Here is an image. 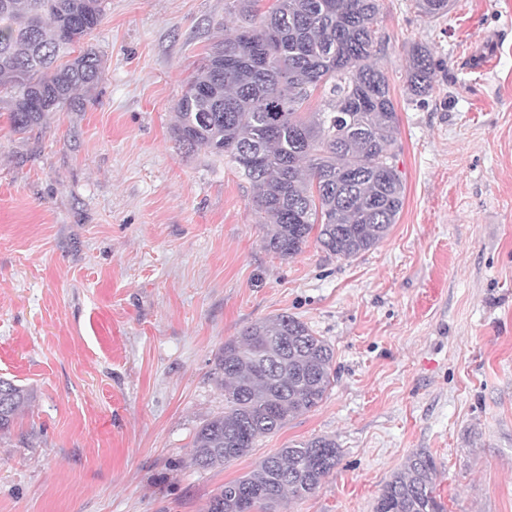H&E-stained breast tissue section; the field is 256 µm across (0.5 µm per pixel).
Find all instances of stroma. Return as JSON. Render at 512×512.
I'll list each match as a JSON object with an SVG mask.
<instances>
[{"instance_id":"1","label":"stroma","mask_w":512,"mask_h":512,"mask_svg":"<svg viewBox=\"0 0 512 512\" xmlns=\"http://www.w3.org/2000/svg\"><path fill=\"white\" fill-rule=\"evenodd\" d=\"M377 63L399 116L405 200L369 252L263 246L227 158L180 150L175 104L238 23L230 0H105L102 78L20 133L0 94V378L33 393L0 436V512H205L279 449L335 440L283 512H372L411 452L445 512H512V0H379ZM428 46L431 93L408 91ZM490 54L491 69L470 65ZM287 313L333 348L316 409L218 469L190 463L223 411L214 355ZM434 63L431 50L425 45H414L410 50L408 89L411 95L423 97L433 89Z\"/></svg>"}]
</instances>
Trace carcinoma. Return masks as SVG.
<instances>
[{
	"mask_svg": "<svg viewBox=\"0 0 512 512\" xmlns=\"http://www.w3.org/2000/svg\"><path fill=\"white\" fill-rule=\"evenodd\" d=\"M240 0L244 25L215 43L177 101L179 148L205 146L227 157L250 184L281 258L315 237L329 256L370 251L396 223L405 185L396 166L399 118L386 73L376 62L378 0H275L257 14ZM428 18L449 0H415ZM103 0H0V91H10L14 129L26 131L59 108L77 105L102 67L87 47L65 61L101 23ZM431 50H410L408 89L433 90ZM324 103L305 108L316 91ZM333 350L300 320L279 314L224 341L215 357L224 412L197 429L191 461L222 468L259 439L312 411L332 387ZM31 392L0 379V434L28 407ZM341 449L326 437L300 442L259 461L213 494L206 512H280L286 498L315 492ZM433 458L419 450L394 473L373 512H444L435 494Z\"/></svg>",
	"mask_w": 512,
	"mask_h": 512,
	"instance_id": "1",
	"label": "carcinoma"
}]
</instances>
